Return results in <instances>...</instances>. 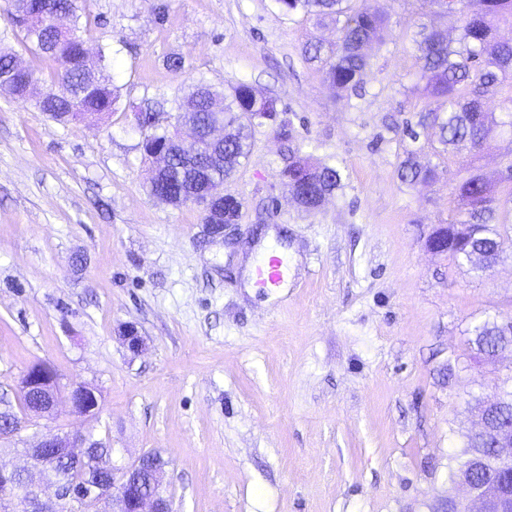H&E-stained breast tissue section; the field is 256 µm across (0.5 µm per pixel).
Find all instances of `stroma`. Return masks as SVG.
<instances>
[{
    "instance_id": "1",
    "label": "stroma",
    "mask_w": 512,
    "mask_h": 512,
    "mask_svg": "<svg viewBox=\"0 0 512 512\" xmlns=\"http://www.w3.org/2000/svg\"><path fill=\"white\" fill-rule=\"evenodd\" d=\"M367 3L388 36L368 48L357 95L302 55L334 42L335 23L273 0H172L162 22L153 0H85L84 38L111 50L117 111L62 126L0 94V398L16 401L36 361L95 389L97 416L63 405L50 427L126 460L159 452L173 512H441L471 404L512 377V353L485 364L470 344L475 324L512 316V256L477 273L426 247L458 216L467 171L512 195V141L432 158L430 183L402 184L393 126L430 107L415 34L455 40L462 22L435 0ZM200 80L219 94L250 82L292 123L288 136L254 130L224 183L240 216L216 240L201 205L150 193L133 119ZM292 148L342 170L318 211L281 180ZM280 249L288 285L262 292L253 271ZM129 323L144 338L136 354L121 340Z\"/></svg>"
}]
</instances>
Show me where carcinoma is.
<instances>
[{
    "label": "carcinoma",
    "mask_w": 512,
    "mask_h": 512,
    "mask_svg": "<svg viewBox=\"0 0 512 512\" xmlns=\"http://www.w3.org/2000/svg\"><path fill=\"white\" fill-rule=\"evenodd\" d=\"M52 8L39 14L26 9V0H5V12L12 30L46 64V77L39 78L31 69L25 74L12 75L7 70L8 60L0 57V80L10 85V96L26 103L30 101L27 86L41 83L53 89L62 85L66 96L45 98L37 108L60 123H76L87 118H102L116 110L118 88L94 71L85 68L77 50L81 7L79 0H41ZM276 7L288 16L297 14L330 17L336 22V45L326 49L320 42L308 43L304 55L310 62H318L326 81L341 91L356 93L363 89L370 62L366 50L373 44L384 43L385 20L366 4L356 5L352 0H274ZM449 11L462 17V29L457 45H452L440 31L422 27L417 32L416 46L422 61L419 81L430 98L441 101L436 108L421 115L416 124L405 123L402 136L411 145L404 149V157L397 168L399 180L414 188L428 182L434 168L419 160L424 146L420 138L431 145L433 154L463 150H479L493 136L512 130V96L498 103L499 112H489L485 106L496 97L503 80L512 76V40L497 36L502 23L512 24V0H435ZM67 16L74 38L61 40L55 36L49 17L53 10ZM220 107L226 124L235 132L222 146H199L197 153L209 160L207 180L224 181L246 159L255 128L263 126L261 119H272L279 113L278 100L265 96L246 81L232 86L222 102H217L212 88L203 81L191 85L187 92L171 101V111L182 120L195 113L208 117L214 107ZM165 108L160 103L148 106L143 128L153 130L142 142L144 153L173 137L168 130L157 131L156 112ZM436 131L439 146L430 140V131ZM281 177L288 192L296 194L298 205L314 212L328 196L342 187V171L336 165L320 164L311 155L296 151L288 158ZM192 171L174 169L150 182V190L165 193L181 203L195 190ZM457 196L467 206L466 216L448 223L441 237L443 252L459 263L478 254L489 262L500 260L512 251V236L508 235L506 221L512 211L487 205L492 190L484 177L469 173L455 187ZM471 343L477 354L494 356L512 351V317L486 320L472 328ZM502 404L492 412L493 421L501 426L512 424V386L503 391ZM92 451L77 467L63 465L53 477L65 484L87 482L98 477L93 462L96 454L109 450L100 439H91ZM464 455L474 452L486 456L489 468L499 465L489 441H474L465 437ZM22 482H0V512H21L19 500Z\"/></svg>",
    "instance_id": "cac0c4a2"
}]
</instances>
